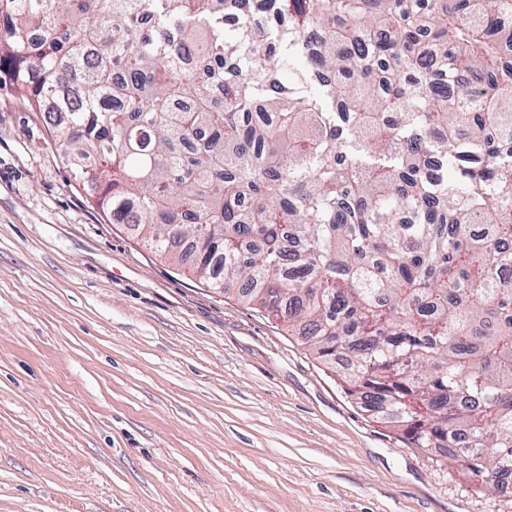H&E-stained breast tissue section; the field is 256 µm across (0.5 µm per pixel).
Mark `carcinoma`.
I'll return each instance as SVG.
<instances>
[{"instance_id": "carcinoma-1", "label": "carcinoma", "mask_w": 512, "mask_h": 512, "mask_svg": "<svg viewBox=\"0 0 512 512\" xmlns=\"http://www.w3.org/2000/svg\"><path fill=\"white\" fill-rule=\"evenodd\" d=\"M268 2L254 28L252 0H0V73L53 103L109 223L237 286L406 447L499 493L512 0Z\"/></svg>"}]
</instances>
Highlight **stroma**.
<instances>
[{"instance_id":"35a3bbf8","label":"stroma","mask_w":512,"mask_h":512,"mask_svg":"<svg viewBox=\"0 0 512 512\" xmlns=\"http://www.w3.org/2000/svg\"><path fill=\"white\" fill-rule=\"evenodd\" d=\"M0 512H512L283 323L106 223L0 82Z\"/></svg>"}]
</instances>
